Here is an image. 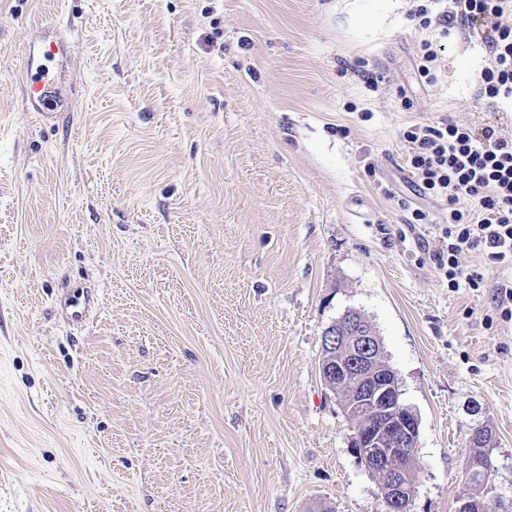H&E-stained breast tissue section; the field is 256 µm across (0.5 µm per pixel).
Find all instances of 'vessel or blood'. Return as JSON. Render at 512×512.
<instances>
[{
  "instance_id": "1",
  "label": "vessel or blood",
  "mask_w": 512,
  "mask_h": 512,
  "mask_svg": "<svg viewBox=\"0 0 512 512\" xmlns=\"http://www.w3.org/2000/svg\"><path fill=\"white\" fill-rule=\"evenodd\" d=\"M66 54L63 43L48 46L31 47L26 52V92L33 107L48 113L57 107L56 90L61 82V73L54 64Z\"/></svg>"
}]
</instances>
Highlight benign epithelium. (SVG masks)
Here are the masks:
<instances>
[{
  "label": "benign epithelium",
  "instance_id": "benign-epithelium-1",
  "mask_svg": "<svg viewBox=\"0 0 512 512\" xmlns=\"http://www.w3.org/2000/svg\"><path fill=\"white\" fill-rule=\"evenodd\" d=\"M323 346L319 370L324 385L337 394L347 386L352 389L342 407L354 432V452L377 477L386 509L409 512L414 486L407 475L415 465L419 420L403 404L393 370L379 361L380 337L364 316L352 315L326 329ZM469 478L485 488V497L461 498L458 512L497 507L485 461L471 463Z\"/></svg>",
  "mask_w": 512,
  "mask_h": 512
}]
</instances>
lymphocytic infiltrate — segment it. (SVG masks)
<instances>
[{"mask_svg": "<svg viewBox=\"0 0 512 512\" xmlns=\"http://www.w3.org/2000/svg\"><path fill=\"white\" fill-rule=\"evenodd\" d=\"M418 28L442 34L481 32L486 64L479 73L485 98L512 101V0H409ZM407 162L425 196L448 208L441 235L448 257L440 261L449 287L481 288L484 276L463 266L468 252H483L491 266L512 271V136L492 127L476 131L453 122L414 124L403 133ZM473 208H464V201Z\"/></svg>", "mask_w": 512, "mask_h": 512, "instance_id": "f902f5d3", "label": "lymphocytic infiltrate"}]
</instances>
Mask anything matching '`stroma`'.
<instances>
[{"label":"stroma","instance_id":"stroma-1","mask_svg":"<svg viewBox=\"0 0 512 512\" xmlns=\"http://www.w3.org/2000/svg\"><path fill=\"white\" fill-rule=\"evenodd\" d=\"M409 0H0V512H385L319 364L360 310L416 411L411 512L473 427L512 512V320L451 289L403 131L512 135L480 40ZM67 45L55 116L23 48ZM377 87H369L365 73ZM428 219L413 224L414 210ZM439 59L433 42L426 38L421 40L417 71L419 76L424 78L426 82L431 83L436 79V71L440 66Z\"/></svg>","mask_w":512,"mask_h":512}]
</instances>
